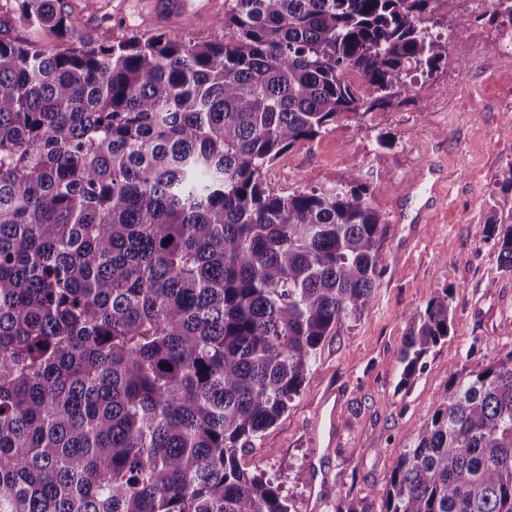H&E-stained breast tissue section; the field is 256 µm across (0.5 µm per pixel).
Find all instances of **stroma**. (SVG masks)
Wrapping results in <instances>:
<instances>
[{
  "mask_svg": "<svg viewBox=\"0 0 512 512\" xmlns=\"http://www.w3.org/2000/svg\"><path fill=\"white\" fill-rule=\"evenodd\" d=\"M78 36L114 40L158 31L231 39L218 18L232 0H181L171 16L156 0H72ZM432 31L448 59L414 74L395 103L346 113L330 132L285 151L266 171L284 195L334 187L358 173L384 224L376 287L357 317L325 336L306 385L241 464L264 471L290 512H336L340 500L380 512L393 459L433 414L448 363L477 371L512 350V272L485 224L512 223V25L491 21L486 0H434ZM472 24L474 40L452 38ZM387 135L388 145L378 143ZM451 285L448 338L404 378L399 352L411 312Z\"/></svg>",
  "mask_w": 512,
  "mask_h": 512,
  "instance_id": "1",
  "label": "stroma"
}]
</instances>
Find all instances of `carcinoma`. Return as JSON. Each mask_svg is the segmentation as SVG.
<instances>
[{"label": "carcinoma", "mask_w": 512, "mask_h": 512, "mask_svg": "<svg viewBox=\"0 0 512 512\" xmlns=\"http://www.w3.org/2000/svg\"><path fill=\"white\" fill-rule=\"evenodd\" d=\"M230 42L0 39V512H289L240 458L368 306L382 221L358 174L280 195L266 170L448 58L435 0H232ZM512 271V225L497 240ZM438 288L403 375L449 334ZM448 386L380 512H512V350Z\"/></svg>", "instance_id": "obj_1"}]
</instances>
